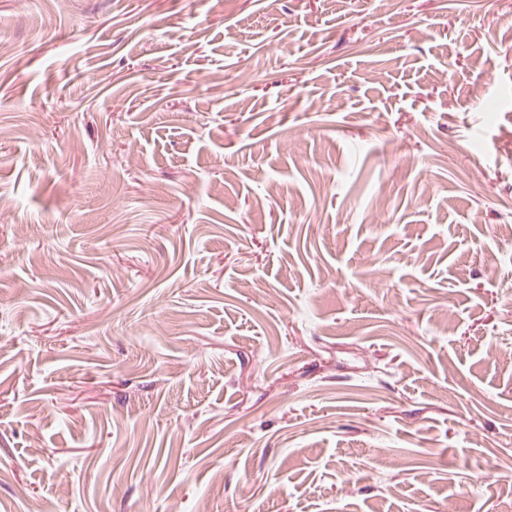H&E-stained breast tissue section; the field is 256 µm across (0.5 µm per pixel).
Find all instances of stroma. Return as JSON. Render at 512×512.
<instances>
[{
    "instance_id": "35a3bbf8",
    "label": "stroma",
    "mask_w": 512,
    "mask_h": 512,
    "mask_svg": "<svg viewBox=\"0 0 512 512\" xmlns=\"http://www.w3.org/2000/svg\"><path fill=\"white\" fill-rule=\"evenodd\" d=\"M385 2L0 0V512H512V0Z\"/></svg>"
}]
</instances>
